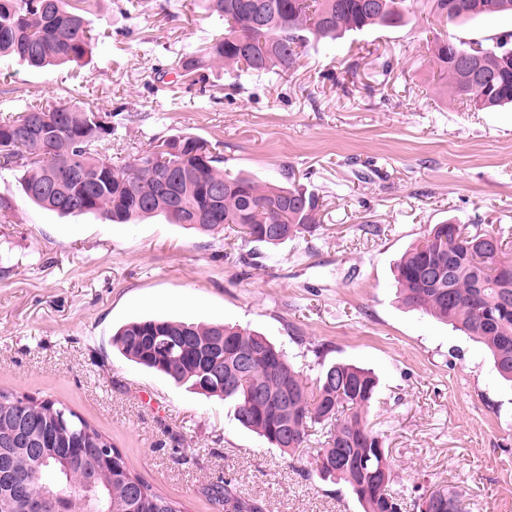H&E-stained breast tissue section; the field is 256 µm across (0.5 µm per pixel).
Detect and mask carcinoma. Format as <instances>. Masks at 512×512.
Instances as JSON below:
<instances>
[{
  "mask_svg": "<svg viewBox=\"0 0 512 512\" xmlns=\"http://www.w3.org/2000/svg\"><path fill=\"white\" fill-rule=\"evenodd\" d=\"M224 21L200 50L176 68L206 80L227 68L279 78L296 69L305 47L346 32L397 27L427 7L446 22L512 18V0H205ZM97 40L71 0H0V56L33 67L78 62ZM448 94L481 111L512 104V30L489 39H442L429 48ZM112 114L65 104L26 103L0 113V165L22 172L25 195L62 215L94 213L116 224L163 216L201 233L238 225L251 241L277 245L316 229L319 196L288 181L260 183L220 167L219 144L180 133L150 152L117 163L103 152L116 127ZM488 233L436 224L396 267L402 300L453 325L490 353L500 377L512 383V261L484 249ZM441 275L429 279V270ZM112 346L143 368L200 393L234 402L245 429L283 452L304 448L315 432L314 471L343 483L362 512H467L453 490L436 489L411 502L393 491V462L384 437L369 424L378 380L362 367L336 362L308 382L286 352L239 326L195 325L152 318L121 326ZM109 448L112 460L90 448ZM37 495L86 481L73 512H184L128 466L124 453L82 416L39 394L0 390V512H28L14 486ZM205 492L225 512H262L218 481Z\"/></svg>",
  "mask_w": 512,
  "mask_h": 512,
  "instance_id": "cac0c4a2",
  "label": "carcinoma"
}]
</instances>
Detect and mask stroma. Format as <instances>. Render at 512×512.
Masks as SVG:
<instances>
[{"label": "stroma", "instance_id": "obj_1", "mask_svg": "<svg viewBox=\"0 0 512 512\" xmlns=\"http://www.w3.org/2000/svg\"><path fill=\"white\" fill-rule=\"evenodd\" d=\"M85 17L99 39L80 62L0 58V110L37 100L121 113L112 150L124 156L193 134L219 144L227 171L294 174L320 197L319 228L271 247L161 216H62L0 168V388L68 405L186 512H221L200 491L219 478L263 512H361L345 486L316 475L312 449L268 447L238 425L232 401L112 346L136 319L239 325L307 378L337 361L375 372L370 420L406 498L447 487L468 512H512V386L463 333L405 308L393 275L445 221L498 234L512 253V107L467 110L435 82L429 53L436 37H489L512 20L422 14L311 43L285 80L217 67L200 85L172 62L216 30L203 0H88Z\"/></svg>", "mask_w": 512, "mask_h": 512}]
</instances>
